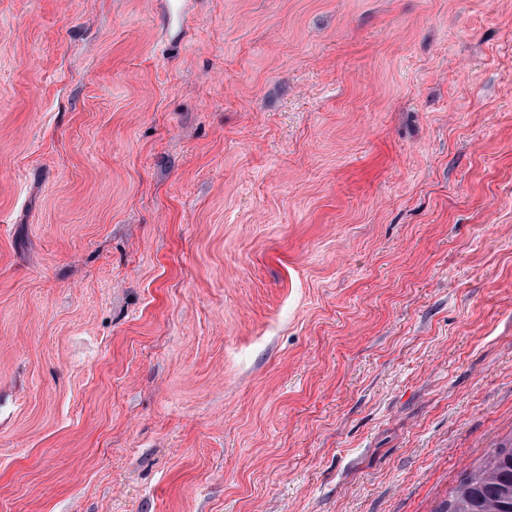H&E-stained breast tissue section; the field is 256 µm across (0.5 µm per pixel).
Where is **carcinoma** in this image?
I'll use <instances>...</instances> for the list:
<instances>
[{"mask_svg": "<svg viewBox=\"0 0 512 512\" xmlns=\"http://www.w3.org/2000/svg\"><path fill=\"white\" fill-rule=\"evenodd\" d=\"M438 512H512V439L487 453Z\"/></svg>", "mask_w": 512, "mask_h": 512, "instance_id": "carcinoma-1", "label": "carcinoma"}]
</instances>
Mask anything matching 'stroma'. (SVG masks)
Returning <instances> with one entry per match:
<instances>
[{
	"instance_id": "35a3bbf8",
	"label": "stroma",
	"mask_w": 512,
	"mask_h": 512,
	"mask_svg": "<svg viewBox=\"0 0 512 512\" xmlns=\"http://www.w3.org/2000/svg\"><path fill=\"white\" fill-rule=\"evenodd\" d=\"M512 438V0H0V512H437Z\"/></svg>"
}]
</instances>
